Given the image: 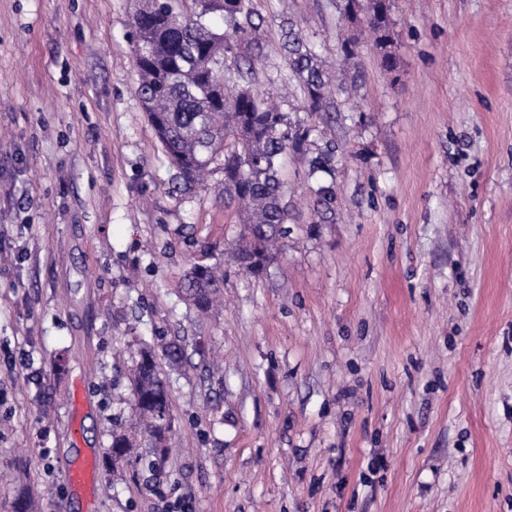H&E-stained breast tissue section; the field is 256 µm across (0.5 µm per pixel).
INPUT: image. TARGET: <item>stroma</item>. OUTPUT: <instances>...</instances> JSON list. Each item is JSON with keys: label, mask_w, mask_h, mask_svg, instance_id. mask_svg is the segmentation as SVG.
Here are the masks:
<instances>
[{"label": "stroma", "mask_w": 512, "mask_h": 512, "mask_svg": "<svg viewBox=\"0 0 512 512\" xmlns=\"http://www.w3.org/2000/svg\"><path fill=\"white\" fill-rule=\"evenodd\" d=\"M278 77L293 21L325 55L333 0H253ZM135 0H0V512H512V0H395L398 74L370 48L357 88L310 117L338 142L336 221L287 159L291 219L265 270L222 170L175 192L135 95ZM222 263L224 306L183 301ZM177 339L161 473L127 465L84 505L69 461L130 422L128 365ZM85 387L81 434L71 399Z\"/></svg>", "instance_id": "35a3bbf8"}]
</instances>
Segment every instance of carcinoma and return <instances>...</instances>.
Returning <instances> with one entry per match:
<instances>
[{
    "instance_id": "cac0c4a2",
    "label": "carcinoma",
    "mask_w": 512,
    "mask_h": 512,
    "mask_svg": "<svg viewBox=\"0 0 512 512\" xmlns=\"http://www.w3.org/2000/svg\"><path fill=\"white\" fill-rule=\"evenodd\" d=\"M393 0H336V9L351 23L363 22L384 70L395 72L400 56L392 20ZM224 19V31L208 22L211 14ZM263 18L253 0H145L131 18L136 95L169 162L176 169L175 189L188 190L216 163L224 172V198L235 203L241 243L235 260L251 275L262 272L269 246L285 233L288 203L279 173L290 154L323 173L318 183L316 222L336 217V144L312 139V128L253 89V66L241 65L236 46L245 42L254 58L263 57L260 41ZM358 37L340 39L338 55L347 65L357 56ZM286 71L282 81L295 85L303 98L302 111H337L330 97L333 73L316 42L287 22L281 29ZM217 268L194 265L184 276L183 299L200 312L208 311L223 292ZM172 367L182 365L185 351L175 343L161 347ZM129 428L111 433L105 456L109 470L136 462L156 470L169 452L172 435L164 432L158 415L172 413L169 390L161 377L155 347L142 345L131 357ZM30 485L20 483L14 512H35Z\"/></svg>"
}]
</instances>
